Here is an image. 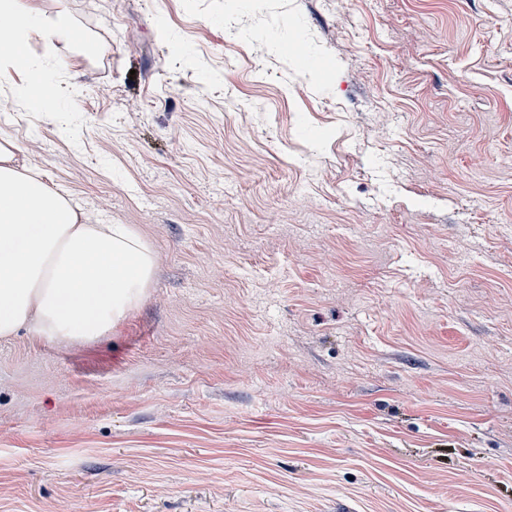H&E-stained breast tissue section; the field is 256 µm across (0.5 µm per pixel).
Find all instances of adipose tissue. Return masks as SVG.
Masks as SVG:
<instances>
[{"mask_svg":"<svg viewBox=\"0 0 512 512\" xmlns=\"http://www.w3.org/2000/svg\"><path fill=\"white\" fill-rule=\"evenodd\" d=\"M69 44L73 27L61 12L31 0H0V79L12 102L55 112L50 93L63 60H33V40ZM26 71L21 83L10 76ZM16 146L0 142V338L20 332L90 341L135 307L151 284L155 255L126 224H86L73 205L15 165Z\"/></svg>","mask_w":512,"mask_h":512,"instance_id":"obj_1","label":"adipose tissue"}]
</instances>
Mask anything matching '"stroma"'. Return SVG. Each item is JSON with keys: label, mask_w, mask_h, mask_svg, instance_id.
<instances>
[{"label": "stroma", "mask_w": 512, "mask_h": 512, "mask_svg": "<svg viewBox=\"0 0 512 512\" xmlns=\"http://www.w3.org/2000/svg\"><path fill=\"white\" fill-rule=\"evenodd\" d=\"M37 2L0 138L156 265L0 339V512H512V0ZM0 45L10 47L0 53V79H10L13 72L24 70L30 80L9 84L12 103L27 106L32 112H66L52 95H44L39 88L56 91L58 74L66 65L57 59L46 65L33 60L28 46L35 39L55 43L71 44L73 27L63 12L50 14L31 5L30 0H0ZM5 21L4 23H2Z\"/></svg>", "instance_id": "obj_1"}]
</instances>
